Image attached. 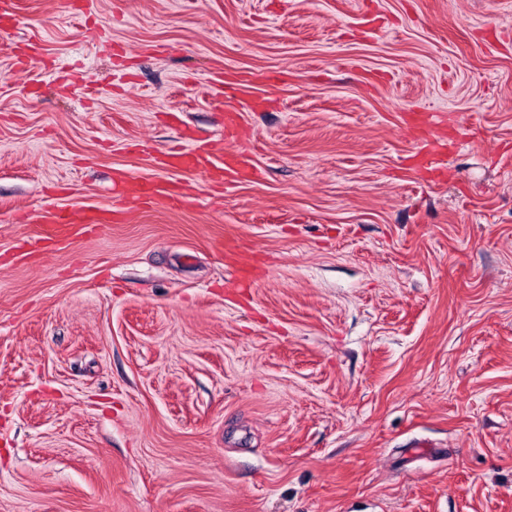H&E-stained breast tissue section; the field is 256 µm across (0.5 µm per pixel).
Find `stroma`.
I'll return each instance as SVG.
<instances>
[{"label": "stroma", "instance_id": "1", "mask_svg": "<svg viewBox=\"0 0 512 512\" xmlns=\"http://www.w3.org/2000/svg\"><path fill=\"white\" fill-rule=\"evenodd\" d=\"M21 2L0 512H512V0ZM197 139L259 178L150 158ZM117 169L195 201L30 250Z\"/></svg>", "mask_w": 512, "mask_h": 512}]
</instances>
